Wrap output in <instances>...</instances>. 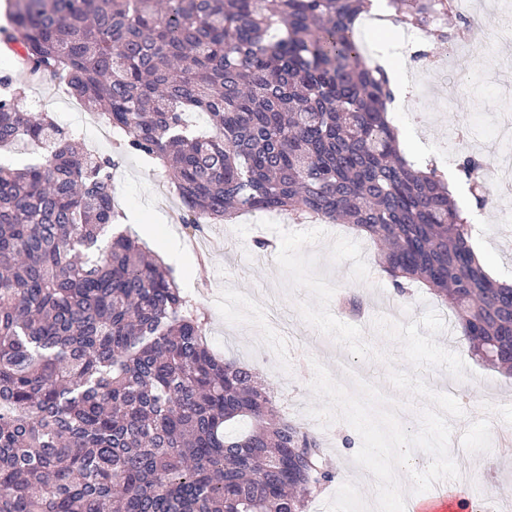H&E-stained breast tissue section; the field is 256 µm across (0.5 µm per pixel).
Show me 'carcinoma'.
I'll return each mask as SVG.
<instances>
[{
  "label": "carcinoma",
  "instance_id": "carcinoma-1",
  "mask_svg": "<svg viewBox=\"0 0 512 512\" xmlns=\"http://www.w3.org/2000/svg\"><path fill=\"white\" fill-rule=\"evenodd\" d=\"M449 0H386L445 41ZM371 0H10L32 79L59 81L168 172L185 227L254 211L349 224L395 288L455 312L470 351L512 371V285L484 271L448 172L409 159L389 80L355 37ZM16 88L0 94V512H304L333 479L318 439L126 232L108 155ZM201 112L203 127L188 123ZM461 169L486 204L481 165ZM247 419L236 437L228 425Z\"/></svg>",
  "mask_w": 512,
  "mask_h": 512
}]
</instances>
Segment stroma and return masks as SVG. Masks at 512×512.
I'll return each instance as SVG.
<instances>
[{
	"label": "stroma",
	"instance_id": "obj_1",
	"mask_svg": "<svg viewBox=\"0 0 512 512\" xmlns=\"http://www.w3.org/2000/svg\"><path fill=\"white\" fill-rule=\"evenodd\" d=\"M500 9L483 14L484 27L468 45L478 73L454 81L443 69L424 71L420 83L411 85L409 94L419 117L396 114L393 123L401 133L407 156L423 153L447 165L448 143L461 120L472 124L475 139L484 146L478 160L482 165L490 196L484 208H477L464 175L449 167L453 195L462 208L482 218L477 245L485 271L494 279L512 283V245L507 244V225L500 219V191L495 181L505 145L498 142L490 122L492 114L512 111V42L500 37L501 20L512 19V0H497ZM7 74L15 86L25 90L29 106L50 112L64 128L75 129L79 141L90 151L120 157L113 174L115 204L123 213L121 229L133 224H152L154 237L145 246L160 251L167 237L186 240V229L171 218L180 209L178 198L158 202L155 189L166 180L165 171L139 155L124 152L119 137L98 138L93 127L74 128L65 87L61 84L30 82L16 58L0 52V75ZM458 84V106L449 110L440 90L449 82ZM276 222L278 231L263 228V220ZM325 230V240L307 246L318 255L319 269L336 287L337 296H358L359 312L330 311L342 322L361 327L363 339L373 349L396 353L398 344L387 339L372 325L377 316L407 323L434 310L445 322L436 337L445 349L458 354L466 365V375L457 379L441 368L422 370L421 376L438 392L452 394L465 411L452 420L450 451L462 476L459 485L475 512H512V374L494 368L473 355L466 344L453 311L428 289L412 287L399 293L391 278L377 265V247L345 224L317 222ZM280 214L255 212L229 224H206L196 234L193 258L185 268L172 274L185 295L208 319L206 341L219 356L255 368L260 380L272 391L280 413L292 424L316 436L323 457L334 477L312 498L306 512H325V505L345 481L356 482L365 499H373L374 485L369 472L356 466L352 458L361 445L358 433L347 423L336 421L328 427L310 417L308 408L316 399L309 388L313 361H320L342 379L348 352L331 337L323 335L300 316L297 305L305 292H289L276 265L275 252L255 248V239L279 243V230H308ZM361 378L379 385L400 403V420L416 429L424 403L396 390L387 379V368L374 360H356Z\"/></svg>",
	"mask_w": 512,
	"mask_h": 512
}]
</instances>
